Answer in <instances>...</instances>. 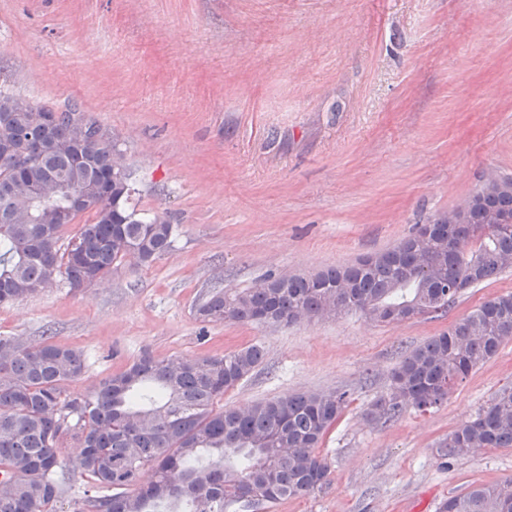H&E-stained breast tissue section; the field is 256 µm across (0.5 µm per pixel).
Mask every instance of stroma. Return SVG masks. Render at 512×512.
<instances>
[{
	"label": "stroma",
	"mask_w": 512,
	"mask_h": 512,
	"mask_svg": "<svg viewBox=\"0 0 512 512\" xmlns=\"http://www.w3.org/2000/svg\"><path fill=\"white\" fill-rule=\"evenodd\" d=\"M0 91L78 102L120 143L137 206L178 232L152 264L0 304V335L84 356L74 394L148 352L265 359L228 406L336 390L349 405L320 452L330 485L267 512H437L512 479V448L447 459L440 444L512 386V341L440 407L366 417L404 354L484 301L390 326L358 313L283 327L204 322L198 302L385 250L512 175V0H0Z\"/></svg>",
	"instance_id": "stroma-1"
}]
</instances>
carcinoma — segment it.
<instances>
[{"label": "carcinoma", "instance_id": "obj_1", "mask_svg": "<svg viewBox=\"0 0 512 512\" xmlns=\"http://www.w3.org/2000/svg\"><path fill=\"white\" fill-rule=\"evenodd\" d=\"M32 119L54 114L63 133L81 131L88 166L76 167L50 147L30 161L24 185L0 164V304L51 287L73 289L112 276L135 255L149 265L172 250L177 226L137 208L131 166L112 180L106 201L72 207L64 195L37 193L55 180L85 187L91 168L125 163L117 139L76 103L30 104ZM79 229L65 228L84 214ZM392 247L340 266L274 279L266 288H226L197 306L204 322L288 326L309 318L361 313L379 325L441 314L467 289L512 267V227L476 224L448 245L441 227L422 239L423 224ZM426 250L441 275L435 282L415 265ZM512 337V294L489 299L448 330L409 351L391 378V392L366 414L391 420L411 407L425 413L453 386L496 355ZM264 359L251 344L222 355L156 359L141 356L103 378L86 395L68 392L84 368L82 352L61 342L25 344L0 336V512H58L68 482L82 495L72 512H227L265 507L330 484L318 451L348 403L345 392H303L224 406V393ZM80 445L63 458L68 442ZM455 458L475 448H512V387L498 390L475 419L441 443ZM153 479L138 484L142 468ZM438 512H512V480L452 495Z\"/></svg>", "mask_w": 512, "mask_h": 512}]
</instances>
